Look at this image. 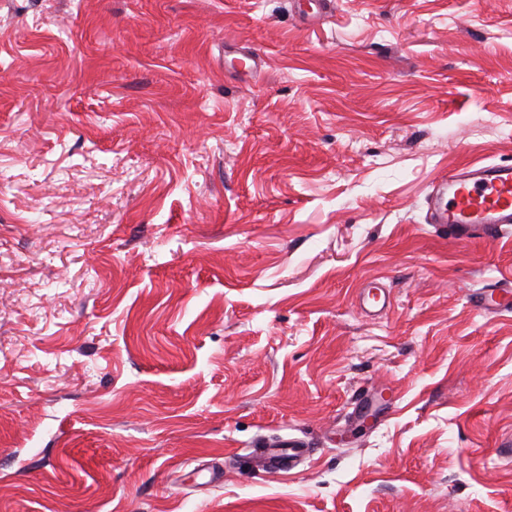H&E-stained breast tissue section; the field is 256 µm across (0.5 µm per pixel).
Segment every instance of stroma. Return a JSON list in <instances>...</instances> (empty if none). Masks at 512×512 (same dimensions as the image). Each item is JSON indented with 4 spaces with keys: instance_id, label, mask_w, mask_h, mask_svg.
<instances>
[{
    "instance_id": "1",
    "label": "stroma",
    "mask_w": 512,
    "mask_h": 512,
    "mask_svg": "<svg viewBox=\"0 0 512 512\" xmlns=\"http://www.w3.org/2000/svg\"><path fill=\"white\" fill-rule=\"evenodd\" d=\"M471 162L512 0H0V512H512V232L428 219ZM280 444L282 447L277 449L272 457L278 459L281 464L278 471L287 472L295 466V462L308 451V448H304L300 442L295 440H282Z\"/></svg>"
}]
</instances>
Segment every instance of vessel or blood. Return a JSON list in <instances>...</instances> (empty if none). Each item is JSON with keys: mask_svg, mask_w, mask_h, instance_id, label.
<instances>
[{"mask_svg": "<svg viewBox=\"0 0 512 512\" xmlns=\"http://www.w3.org/2000/svg\"><path fill=\"white\" fill-rule=\"evenodd\" d=\"M430 221L454 240L489 237L512 225V163L465 164L434 184L428 197ZM485 310H512L507 291L485 292Z\"/></svg>", "mask_w": 512, "mask_h": 512, "instance_id": "1", "label": "vessel or blood"}]
</instances>
